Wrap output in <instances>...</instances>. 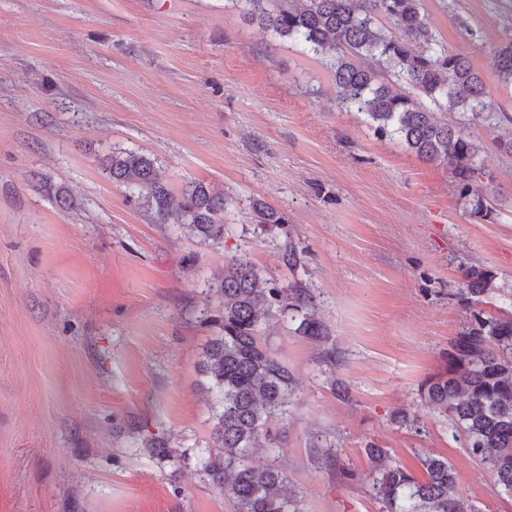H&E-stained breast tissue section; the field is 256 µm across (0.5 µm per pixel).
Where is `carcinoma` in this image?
<instances>
[{
    "label": "carcinoma",
    "instance_id": "carcinoma-1",
    "mask_svg": "<svg viewBox=\"0 0 512 512\" xmlns=\"http://www.w3.org/2000/svg\"><path fill=\"white\" fill-rule=\"evenodd\" d=\"M251 22L326 60L336 88V107L366 114L380 137L397 136L419 158L451 160L455 183L475 191L483 175L479 149L464 128L448 123L452 112H496L487 86L470 60L450 54L433 32L422 0H226ZM499 81L512 86V39L492 52ZM400 84L405 92L396 93ZM105 171L144 201L157 224H190L211 241L224 239L228 200L188 182L175 198L150 158L120 151ZM258 222L272 229L287 223L273 207L253 202ZM467 292H484L489 273L470 267ZM218 299L223 336L206 351L205 373L216 395V448L201 470L229 499L232 512H300L287 479L274 465L251 462L259 448L276 453L271 424L286 412L295 380L288 366L261 341L271 319L296 324L314 342L326 338L316 297L302 284L281 288L245 254L224 263V276L210 286ZM475 325L448 344V375L427 379L420 397L450 426L473 459L512 496V315L474 316ZM374 477L370 493L381 512H461L456 476L448 460L421 459L420 482L387 452L368 448Z\"/></svg>",
    "mask_w": 512,
    "mask_h": 512
}]
</instances>
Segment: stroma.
<instances>
[{
    "label": "stroma",
    "mask_w": 512,
    "mask_h": 512,
    "mask_svg": "<svg viewBox=\"0 0 512 512\" xmlns=\"http://www.w3.org/2000/svg\"><path fill=\"white\" fill-rule=\"evenodd\" d=\"M423 7L501 106L448 116L480 147L470 196L451 163L339 111L319 61L224 0H0V512H230L200 468L201 366L220 334L209 286L241 253L311 288L327 328L317 345L276 319L262 335L296 390L279 455L252 462L283 471L301 512H379L371 444L419 479L425 453L448 459L463 512H512L419 395L473 312L512 314V88L491 62L507 34L490 0ZM123 149L173 193L228 199L223 240L128 201L102 170ZM255 200L284 227L259 224ZM474 265L491 274L478 296Z\"/></svg>",
    "instance_id": "obj_1"
}]
</instances>
